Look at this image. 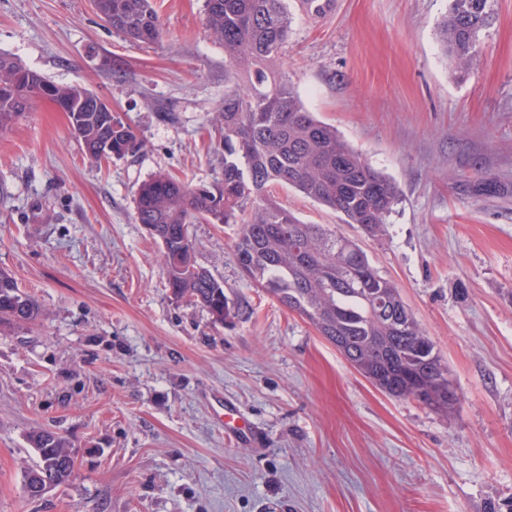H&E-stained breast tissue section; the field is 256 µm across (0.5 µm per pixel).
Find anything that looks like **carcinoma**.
I'll use <instances>...</instances> for the list:
<instances>
[{
  "label": "carcinoma",
  "mask_w": 512,
  "mask_h": 512,
  "mask_svg": "<svg viewBox=\"0 0 512 512\" xmlns=\"http://www.w3.org/2000/svg\"><path fill=\"white\" fill-rule=\"evenodd\" d=\"M112 29L144 44L161 35L152 0H92ZM491 0H449L438 25L444 54L464 76L478 60L480 33ZM288 0H205V25L224 46V79L248 73L246 85L224 90L215 129L224 134V168L209 185L191 186L158 174L141 185L137 221L151 224L162 246L167 287L176 299L205 309L222 325L232 311L224 286L195 257L193 224L241 223L234 256L243 274L282 305L306 318L336 350L381 391L410 397L446 414L448 370L398 288L372 266L359 243L326 224H304L269 195L272 185L292 188L332 209L342 223L376 235L398 201L394 183L353 151L333 127L299 102L288 78L268 71L288 40ZM66 112L88 158L96 163L134 156L141 142L133 128L100 97L79 85L55 84L0 53V132L13 127L38 99ZM42 316L35 298L0 270V323L24 325ZM37 462L23 492L43 497L39 485L67 486L78 476L74 446L45 427L29 432Z\"/></svg>",
  "instance_id": "carcinoma-1"
}]
</instances>
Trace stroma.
I'll list each match as a JSON object with an SVG mask.
<instances>
[{
	"label": "stroma",
	"mask_w": 512,
	"mask_h": 512,
	"mask_svg": "<svg viewBox=\"0 0 512 512\" xmlns=\"http://www.w3.org/2000/svg\"><path fill=\"white\" fill-rule=\"evenodd\" d=\"M161 38L113 31L90 0H0V53L94 89L142 142L92 163L48 100L0 134V269L44 317L0 327V512H512V0L456 79L437 35L448 0H336L294 12L275 71L307 111L393 180L378 236L291 189L307 224L360 239L435 343L452 415L389 396L250 282L236 224L193 225L196 261L239 306L214 326L174 300L139 187L207 184L224 166V48L204 0H155ZM258 433H224L223 404ZM47 426L84 452L78 478L23 492Z\"/></svg>",
	"instance_id": "stroma-1"
}]
</instances>
